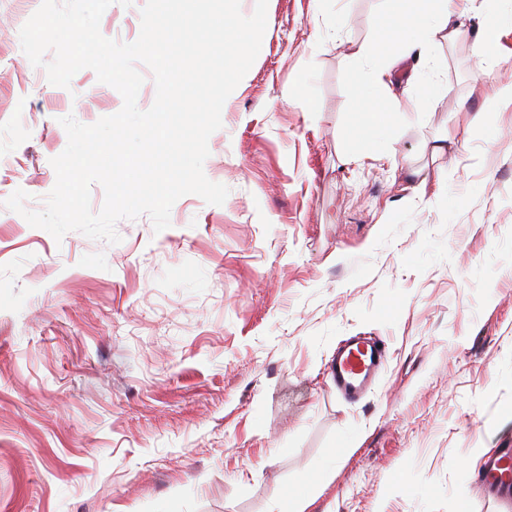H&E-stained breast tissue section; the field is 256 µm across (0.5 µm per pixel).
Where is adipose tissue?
<instances>
[{
	"label": "adipose tissue",
	"instance_id": "adipose-tissue-1",
	"mask_svg": "<svg viewBox=\"0 0 512 512\" xmlns=\"http://www.w3.org/2000/svg\"><path fill=\"white\" fill-rule=\"evenodd\" d=\"M463 26L453 0H400L391 16L379 22L375 36L385 46V53L362 46L353 55L358 62L354 75L366 82L356 118L366 127L368 140L363 151L352 154L353 162L378 158L375 145L387 140L392 119L402 110L400 100L391 92L392 68L405 59L414 60L419 68L427 66L429 47L440 39L456 40Z\"/></svg>",
	"mask_w": 512,
	"mask_h": 512
}]
</instances>
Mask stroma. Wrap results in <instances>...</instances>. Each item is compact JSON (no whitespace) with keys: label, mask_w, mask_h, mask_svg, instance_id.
Instances as JSON below:
<instances>
[{"label":"stroma","mask_w":512,"mask_h":512,"mask_svg":"<svg viewBox=\"0 0 512 512\" xmlns=\"http://www.w3.org/2000/svg\"><path fill=\"white\" fill-rule=\"evenodd\" d=\"M145 2L116 0L101 34L135 41ZM40 5L0 0V512H279L330 464L310 512H500L474 474L512 446V106L475 43L512 53V30L474 17L418 79L401 63L408 95L446 91L360 166L350 55L393 0H268L208 141L224 204L190 194L162 232L142 215L116 244L58 242L4 202L42 209L60 118L123 99L86 68L94 98L73 102L31 65ZM355 335L388 361L351 402L325 365Z\"/></svg>","instance_id":"obj_1"}]
</instances>
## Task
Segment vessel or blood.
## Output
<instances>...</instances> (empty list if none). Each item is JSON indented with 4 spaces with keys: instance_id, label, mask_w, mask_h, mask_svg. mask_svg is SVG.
I'll use <instances>...</instances> for the list:
<instances>
[{
    "instance_id": "b4317fda",
    "label": "vessel or blood",
    "mask_w": 512,
    "mask_h": 512,
    "mask_svg": "<svg viewBox=\"0 0 512 512\" xmlns=\"http://www.w3.org/2000/svg\"><path fill=\"white\" fill-rule=\"evenodd\" d=\"M384 363L382 341L353 337L336 348L328 362V371L338 391L357 400L368 392ZM476 480L505 512H512V448L500 449L488 457Z\"/></svg>"
}]
</instances>
